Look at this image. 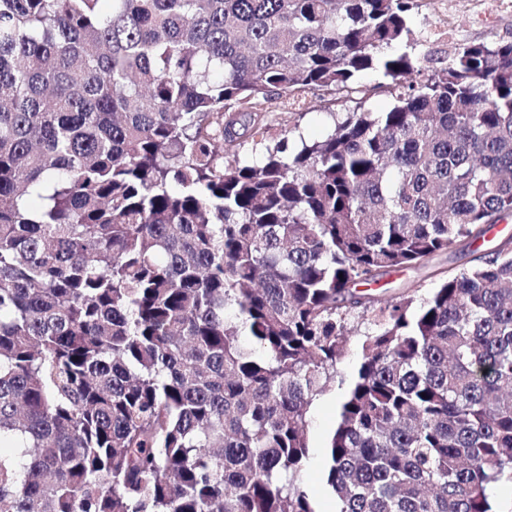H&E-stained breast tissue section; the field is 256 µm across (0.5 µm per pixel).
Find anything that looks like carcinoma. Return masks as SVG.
I'll return each mask as SVG.
<instances>
[{"instance_id": "carcinoma-1", "label": "carcinoma", "mask_w": 512, "mask_h": 512, "mask_svg": "<svg viewBox=\"0 0 512 512\" xmlns=\"http://www.w3.org/2000/svg\"><path fill=\"white\" fill-rule=\"evenodd\" d=\"M418 2L0 0V512H322L358 319L333 512H512V235L370 289L512 218V41L425 74ZM366 70L387 111L268 143ZM453 254H441L425 269L392 271L385 275L380 281L372 285L377 292H386L388 295L398 296L400 293L408 292L417 300L425 299L436 288L441 278L440 272L446 271L448 267L461 264L454 262ZM419 285V287H417ZM349 352L337 365L336 383L317 397L310 409V453L301 475L304 487L318 501L322 511L332 510L333 497L325 489L323 471L326 446L336 426L338 402L351 381L361 358L364 335L373 331L367 321H359Z\"/></svg>"}]
</instances>
